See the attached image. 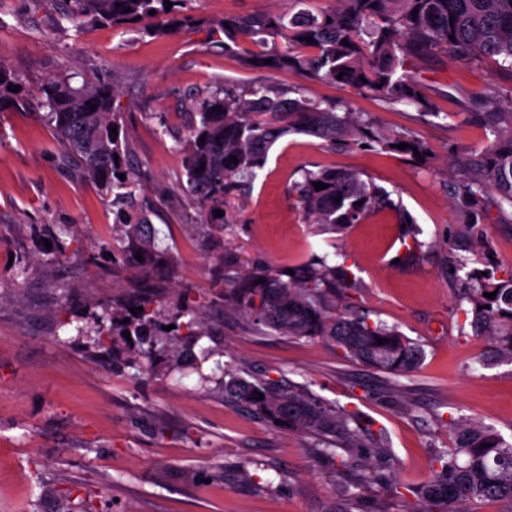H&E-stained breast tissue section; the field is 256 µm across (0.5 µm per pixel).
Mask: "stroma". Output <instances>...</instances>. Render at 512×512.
<instances>
[{"mask_svg":"<svg viewBox=\"0 0 512 512\" xmlns=\"http://www.w3.org/2000/svg\"><path fill=\"white\" fill-rule=\"evenodd\" d=\"M289 0H188L194 24L171 37L140 26L74 28L60 0H0V65L24 89L20 106L0 112V512H347L336 488L367 467L353 457L331 470L313 439L271 426L243 405L224 400L221 373L300 383L361 424L383 430L387 457L377 470L378 499L401 495L415 512L418 490L435 457L451 445V421L471 420L512 441V362L493 361L486 338L465 328L459 284L449 254H479L452 207L456 170L450 150L481 148L484 131L468 117L473 97L512 77L490 60L472 65L448 55L421 69L443 116L389 106L347 85L292 71L244 67L225 53L224 16L276 13ZM83 73L116 82L123 122L144 174L156 243L168 250L160 314L172 323L193 309L207 334L196 365L168 358L153 370L96 359L79 326L123 301L142 282L112 260V199L84 180L48 125L39 89L47 78ZM262 83L323 103L341 102L384 133L409 131L429 155H375L330 148L318 137L291 134L271 148L265 167L224 208L225 225L201 223L192 200L165 202L184 172L179 143L190 130L193 101L225 86ZM358 172L386 190L395 206L340 234L305 223L291 188L306 169ZM422 243L406 255L402 215ZM68 225L66 257L47 265L46 241ZM346 253L358 281L354 302L371 322L396 328L424 357L395 376L346 359L323 341L256 331L221 300L217 257L238 254V276L285 270L315 256ZM262 475L245 482L242 471Z\"/></svg>","mask_w":512,"mask_h":512,"instance_id":"obj_1","label":"stroma"}]
</instances>
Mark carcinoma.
Returning <instances> with one entry per match:
<instances>
[{
  "label": "carcinoma",
  "instance_id": "carcinoma-1",
  "mask_svg": "<svg viewBox=\"0 0 512 512\" xmlns=\"http://www.w3.org/2000/svg\"><path fill=\"white\" fill-rule=\"evenodd\" d=\"M66 2V17L76 27L91 22L123 29L144 21L143 30L160 37L172 36L193 22L182 11L187 0H169V10L164 0ZM151 10L156 14H149ZM220 29L224 51L234 54L247 41L264 45L270 38L282 41L270 51L243 53L242 62L248 67L306 73L352 86L391 106L414 105L434 118L440 112L415 73L427 56L445 53L466 63L489 58L512 75V0H334L333 6L315 13L226 16ZM268 58L272 62L266 65ZM72 79L65 74L42 84V106L82 176L112 193L119 252L148 280L166 269L169 258L167 251L156 246V232L132 190L141 173L129 162L133 146L123 131L118 91L99 79L85 78L79 85ZM10 85L15 87L18 81L0 65V112L20 105L21 98L8 90ZM91 104L96 109H89ZM471 107V117L484 124L486 145L459 157L452 191L459 223L477 234L493 210L502 223H512V85L482 94ZM339 109L336 103L324 106L304 97L287 98L284 91L266 84L226 88L203 97L193 104L194 121L181 144L185 180L167 201L174 204L189 197L204 223H224L216 211L224 210L226 200L238 195L241 183L265 166L277 140L296 132L328 144L347 132L349 146L376 154L396 152L400 143L407 144L408 153L425 152L424 144L411 135L388 137L373 122L356 120L351 112ZM112 127L117 134L109 132ZM233 156L238 163L231 162ZM315 182L328 188L317 191ZM294 190L304 215L335 231L394 206L385 191L349 170L307 169ZM139 253L141 261L136 258ZM447 268L448 276L465 289L473 333L492 337L495 357L512 362V272L500 276L490 264L471 268L468 259L453 255ZM356 288L358 283L346 264L331 265L323 256L295 266L290 273L269 269L236 280L222 300L243 310L257 327L331 343L344 357L389 374L416 370L422 351L397 330L371 324L366 314L352 309L349 291ZM485 292L495 298L483 296ZM155 302L156 294L137 290L119 308L98 317L92 329L96 355L103 357L123 344L132 358L149 366L165 354L181 361L193 357V347L204 336L198 316L189 308L183 310L184 321L167 331L157 320ZM132 308L137 312L131 313ZM107 319L108 328L104 326ZM126 332L130 337L124 336ZM380 339L384 344H378ZM219 387L224 397L277 427L312 435L323 445L318 458L329 467H346L355 454L381 459L386 453L382 438L355 426L354 414L304 385L284 387L270 378L249 381L231 376L220 378ZM452 434V448L437 457L439 468L420 491V512H457L455 504L469 499L502 501L512 512V443L478 422L457 421ZM341 450L348 458L339 455ZM377 482L373 471L354 487H341L339 493L364 504L367 490Z\"/></svg>",
  "mask_w": 512,
  "mask_h": 512
}]
</instances>
